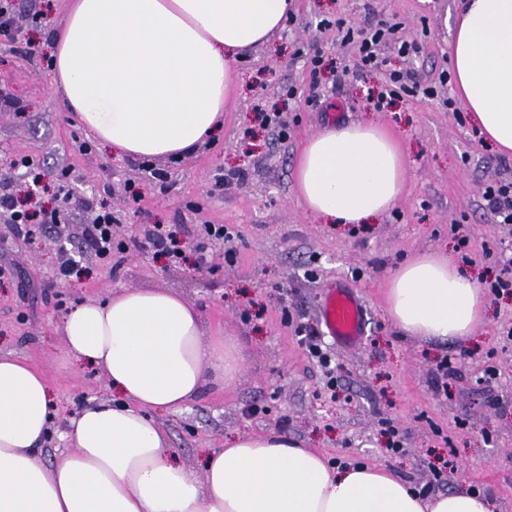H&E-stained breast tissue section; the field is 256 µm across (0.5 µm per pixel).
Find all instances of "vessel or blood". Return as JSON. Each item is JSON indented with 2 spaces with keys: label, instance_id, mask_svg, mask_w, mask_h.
<instances>
[{
  "label": "vessel or blood",
  "instance_id": "b4317fda",
  "mask_svg": "<svg viewBox=\"0 0 512 512\" xmlns=\"http://www.w3.org/2000/svg\"><path fill=\"white\" fill-rule=\"evenodd\" d=\"M319 314L326 332L338 343L354 347L361 343L365 330V307L351 289L327 283L320 297Z\"/></svg>",
  "mask_w": 512,
  "mask_h": 512
}]
</instances>
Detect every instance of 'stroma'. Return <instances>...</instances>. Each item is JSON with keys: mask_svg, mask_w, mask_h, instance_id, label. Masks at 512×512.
<instances>
[{"mask_svg": "<svg viewBox=\"0 0 512 512\" xmlns=\"http://www.w3.org/2000/svg\"><path fill=\"white\" fill-rule=\"evenodd\" d=\"M44 16L16 19L21 38L0 41V92L20 113L0 112V181L12 187L40 177L37 207L55 211L54 226L16 240L0 220V356L23 361L50 383L57 413L41 460H60L66 416L89 398H110L101 374L62 354L56 306H74L121 288L174 292L200 312L206 336L242 343L245 360L223 386L206 385L187 410L161 415L170 448L194 475L225 438L275 431L288 434L335 465L371 463L424 492L459 484L492 497L512 512V294H487V322L473 336L448 341L409 336L384 311V289L397 264L419 253L446 252L476 280L493 277L512 224L499 223L482 198L485 185L512 181V156L478 135L465 110L448 108L453 26L463 0H294L293 20L237 65L239 79L224 107V124L196 151L153 161L119 156L93 141L64 108L48 59L67 0H19ZM357 27L399 22L395 42L383 45L385 69L355 67L358 45L332 22ZM329 28H320V21ZM416 42L399 56L396 43ZM321 52L326 67L311 76L306 56ZM432 87L405 95L385 111L366 99L390 70ZM372 120L387 126L406 149L405 191L375 224H319L294 191V166L305 140L330 126ZM89 142L90 153L79 152ZM28 157L33 170L15 164ZM244 170L243 179L213 190L217 175ZM142 189L132 201L130 187ZM83 206L63 203L64 193ZM110 209L114 235L143 236L151 224H224L236 233L234 262L223 247L210 250L217 272L197 266L195 254L171 264L156 250L131 252L120 267L85 251L80 275L54 274L81 227ZM339 281L361 298L366 331L358 347L327 336L318 306L324 284ZM320 335L336 368V389L295 332ZM451 362L455 372L439 370ZM404 439L396 455L389 427Z\"/></svg>", "mask_w": 512, "mask_h": 512, "instance_id": "obj_1", "label": "stroma"}]
</instances>
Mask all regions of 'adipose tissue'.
Here are the masks:
<instances>
[{
    "instance_id": "adipose-tissue-1",
    "label": "adipose tissue",
    "mask_w": 512,
    "mask_h": 512,
    "mask_svg": "<svg viewBox=\"0 0 512 512\" xmlns=\"http://www.w3.org/2000/svg\"><path fill=\"white\" fill-rule=\"evenodd\" d=\"M287 12L288 0H71L53 41L55 83L116 153L177 157L214 133L234 62ZM450 63L479 136L512 155V0H466ZM405 163L378 123L328 128L299 152L295 193L321 223L373 224L402 196ZM385 310L425 339H464L486 319L480 286L436 253L398 265ZM58 331L65 356L96 367L121 401L70 417L69 452L44 464L51 387L26 363L0 358V512H496L488 496H424L386 468L333 466L274 432L225 440L195 476L156 417L231 377L243 346L205 337L198 309L164 289L85 300Z\"/></svg>"
}]
</instances>
